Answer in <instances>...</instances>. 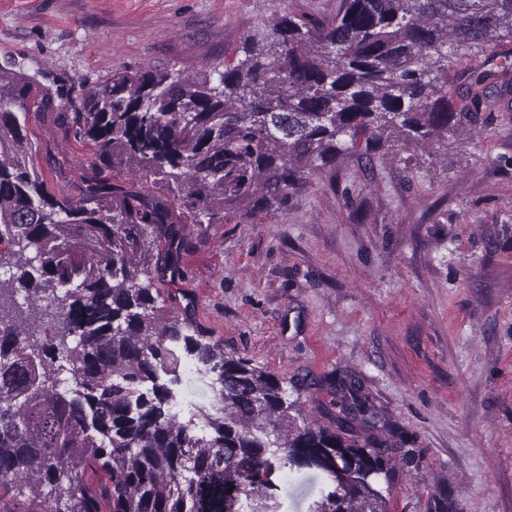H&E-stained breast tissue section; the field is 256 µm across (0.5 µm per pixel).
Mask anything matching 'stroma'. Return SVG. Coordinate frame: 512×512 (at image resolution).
<instances>
[{"mask_svg":"<svg viewBox=\"0 0 512 512\" xmlns=\"http://www.w3.org/2000/svg\"><path fill=\"white\" fill-rule=\"evenodd\" d=\"M339 3L0 0V69L76 105L112 72L193 76L275 13L330 20ZM475 72L512 84V43L451 70L457 94ZM482 111L484 125L426 148L341 155L285 215L182 225L183 275L158 283L167 315L274 373L308 422L332 426L326 380L354 373L401 432L392 512H512V92ZM71 126L28 117L41 174L74 194L94 151ZM320 485L307 468L281 482L285 512H306Z\"/></svg>","mask_w":512,"mask_h":512,"instance_id":"1","label":"stroma"}]
</instances>
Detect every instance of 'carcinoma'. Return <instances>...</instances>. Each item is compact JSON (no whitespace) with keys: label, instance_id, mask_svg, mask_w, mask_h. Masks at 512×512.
<instances>
[{"label":"carcinoma","instance_id":"obj_1","mask_svg":"<svg viewBox=\"0 0 512 512\" xmlns=\"http://www.w3.org/2000/svg\"><path fill=\"white\" fill-rule=\"evenodd\" d=\"M504 39L512 0H341L326 22L274 17L195 78L116 71L75 112L95 149L76 197L33 161V84L0 73V503L282 512L275 478L319 460L309 512H390L387 442L353 376L330 379L335 429L299 424L275 374L166 318L155 281L180 273L185 218L284 215L342 153L478 123L483 96L454 107L448 70ZM188 368L210 406L181 402Z\"/></svg>","mask_w":512,"mask_h":512}]
</instances>
